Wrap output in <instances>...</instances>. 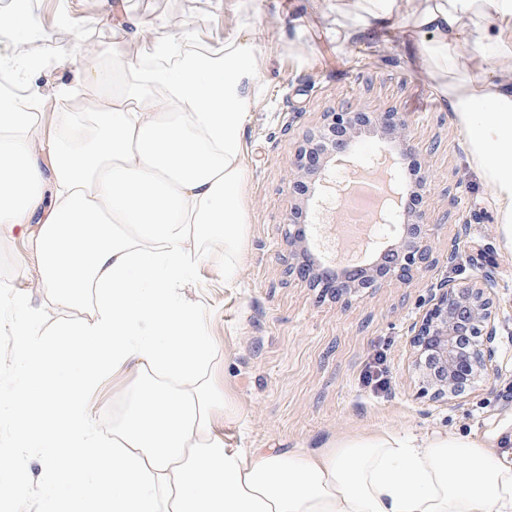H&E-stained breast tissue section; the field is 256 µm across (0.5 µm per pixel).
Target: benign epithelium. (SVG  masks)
Returning a JSON list of instances; mask_svg holds the SVG:
<instances>
[{"mask_svg":"<svg viewBox=\"0 0 512 512\" xmlns=\"http://www.w3.org/2000/svg\"><path fill=\"white\" fill-rule=\"evenodd\" d=\"M411 125L399 112H369L357 103L324 114L322 125L302 138L291 160L288 193L299 195L288 212L285 242L288 275L336 298L376 288L387 280L409 283L435 263L426 213L409 218L397 210L373 213L369 221L385 229L376 252L360 266L341 273L325 267L315 242L317 225L340 223L335 208L340 184L336 164L357 158L365 138L410 140ZM498 281L482 265L463 280L444 279L430 285L432 307L415 329L411 344L423 392L434 398L458 396L486 377L495 356V288Z\"/></svg>","mask_w":512,"mask_h":512,"instance_id":"7a95c632","label":"benign epithelium"}]
</instances>
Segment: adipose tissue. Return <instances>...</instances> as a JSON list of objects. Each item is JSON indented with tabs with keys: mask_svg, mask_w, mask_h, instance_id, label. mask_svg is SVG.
Listing matches in <instances>:
<instances>
[{
	"mask_svg": "<svg viewBox=\"0 0 512 512\" xmlns=\"http://www.w3.org/2000/svg\"><path fill=\"white\" fill-rule=\"evenodd\" d=\"M336 26L346 45L403 29L444 74L440 100L512 249V75L450 77L482 71L489 54L512 58V0H423L409 18L399 0H346ZM467 42L482 54L463 51ZM82 68L79 87L59 95L98 97L87 123L61 114L46 168L32 151L37 93L0 91V233L25 240L53 300L98 294L90 320L50 340L32 335L24 298L0 307L15 359L0 408L25 440L0 450V507L37 457L41 512H512L506 427L489 440L385 433L314 451H246L219 437L214 415L226 402L200 377L213 351L204 309L178 287L211 242L224 246L225 286L237 282L257 60L233 32L212 46L157 39L131 62L119 43L103 44ZM131 367L138 389L104 438L88 397Z\"/></svg>",
	"mask_w": 512,
	"mask_h": 512,
	"instance_id": "obj_1",
	"label": "adipose tissue"
}]
</instances>
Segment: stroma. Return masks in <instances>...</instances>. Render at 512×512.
Masks as SVG:
<instances>
[{
  "label": "stroma",
  "mask_w": 512,
  "mask_h": 512,
  "mask_svg": "<svg viewBox=\"0 0 512 512\" xmlns=\"http://www.w3.org/2000/svg\"><path fill=\"white\" fill-rule=\"evenodd\" d=\"M113 0H39L45 29L60 42H111V27L74 32L56 25L59 14L88 18ZM336 0H127V13L149 20L129 38L128 57L143 55L154 36L212 45L239 32L255 54L261 78L256 107L242 139L245 225L238 280L224 285V248L209 245L181 295L205 310L204 331L215 352L202 377L224 393L235 415L221 433L238 448H321L383 432L493 435L512 423V251L505 250L488 192L469 160L464 134L437 97L438 77L421 56L398 58L382 47L370 54L343 45L336 32ZM55 40V41H56ZM71 63L46 67L37 79L51 92L36 117L42 133L34 151L41 164L58 133L62 100L53 90L76 83ZM360 102L371 111L403 113L414 128L409 142L432 174L421 203L431 223L434 266L411 284L388 281L346 300L294 281L287 274L285 218L292 200L287 175L295 147L327 112ZM481 263L498 281V336L488 377L452 399L419 392L411 346L413 328L429 308V286L451 275L447 255ZM23 295L36 314L33 333L47 336L81 323L96 310L95 296L66 306L47 297L25 241L0 235V298ZM383 356L388 387L376 392L363 377ZM136 372L104 378L89 397L92 422L112 432L122 396Z\"/></svg>",
  "instance_id": "obj_1"
}]
</instances>
